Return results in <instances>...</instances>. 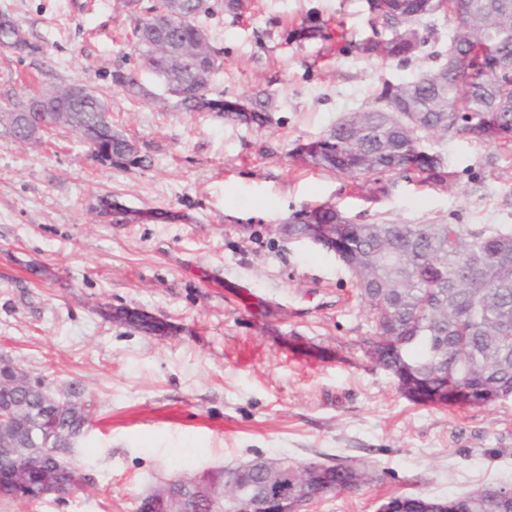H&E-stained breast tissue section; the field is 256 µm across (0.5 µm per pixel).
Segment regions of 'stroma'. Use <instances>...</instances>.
<instances>
[{"mask_svg": "<svg viewBox=\"0 0 512 512\" xmlns=\"http://www.w3.org/2000/svg\"><path fill=\"white\" fill-rule=\"evenodd\" d=\"M224 66L216 93L273 100L258 128L187 112L138 70L121 0H0L31 52H0V113L37 86L91 85L142 164L98 158L60 127L20 142L0 121V359L56 389L80 384L91 424L71 461L82 489L0 512H139L160 481L254 458L364 466L354 492L309 512H379L400 495L445 500L512 483V399L422 404L366 356L374 323L353 274L321 247L275 232L332 202L359 223L512 224V149L434 143L453 188L392 177L362 192L294 151L374 104L382 83L437 68L454 23L432 16L430 52L407 64L344 54L291 31L310 16L374 38L365 0H207ZM137 72L152 100L112 76ZM171 324L149 334L115 310Z\"/></svg>", "mask_w": 512, "mask_h": 512, "instance_id": "1", "label": "stroma"}]
</instances>
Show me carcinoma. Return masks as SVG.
Returning a JSON list of instances; mask_svg holds the SVG:
<instances>
[{
	"label": "carcinoma",
	"instance_id": "cac0c4a2",
	"mask_svg": "<svg viewBox=\"0 0 512 512\" xmlns=\"http://www.w3.org/2000/svg\"><path fill=\"white\" fill-rule=\"evenodd\" d=\"M376 23L402 25L404 35L368 39L359 46L365 55L407 64L418 58L427 38L423 21L436 13L462 21L465 36L450 40L443 61L410 81L385 83L375 106L339 120L318 139L297 150L314 169L341 175L361 188L371 175L381 178L414 172L420 182L444 189L456 174L433 151L431 141L457 135L486 145L512 144V0H365ZM199 0H154L135 17L134 51L140 67L163 74L180 90L178 104L187 112L212 110L208 77L223 67L218 52L201 44L198 22H184L170 34L167 48L159 45L150 21L171 13L197 9ZM299 41L331 39L325 24L308 22L296 28ZM113 80L133 99L152 98L136 74H113ZM224 117L261 127L269 122L272 100L258 97L250 111L241 112L233 99H222ZM388 110L397 118L388 119ZM103 101L95 99L85 111L64 116L56 125L81 133L104 120ZM103 158L115 165L137 164L128 139L112 132ZM314 224L336 227L334 250L346 266L358 268L356 288L371 314L375 332L366 340L368 355L395 376L412 378L418 389L403 388L414 400L447 404L448 384L468 390L462 403L489 404L512 398V224H361L336 205L306 206ZM115 318L149 333H163L168 324L127 310ZM14 373L0 362V405H23L32 417H19L0 430V478L23 469L16 448L42 455L56 468L59 485L76 489L84 477L57 453L87 431L89 414L84 391L74 383L52 391L40 377L30 385H11ZM309 482L323 494L340 493L366 481L354 463L301 465ZM40 475H27L30 494L41 500ZM492 498L476 488L449 499L453 512H512V486H501Z\"/></svg>",
	"mask_w": 512,
	"mask_h": 512
}]
</instances>
